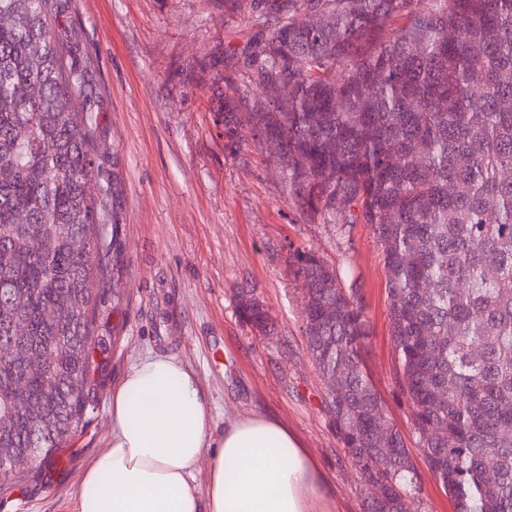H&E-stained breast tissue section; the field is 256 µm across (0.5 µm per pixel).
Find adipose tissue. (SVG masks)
Returning <instances> with one entry per match:
<instances>
[{
  "label": "adipose tissue",
  "instance_id": "obj_1",
  "mask_svg": "<svg viewBox=\"0 0 512 512\" xmlns=\"http://www.w3.org/2000/svg\"><path fill=\"white\" fill-rule=\"evenodd\" d=\"M207 448L201 490L193 472ZM331 494L286 424L238 414L215 436L196 375L173 356L150 354L112 394L108 446L83 474L77 512H331Z\"/></svg>",
  "mask_w": 512,
  "mask_h": 512
}]
</instances>
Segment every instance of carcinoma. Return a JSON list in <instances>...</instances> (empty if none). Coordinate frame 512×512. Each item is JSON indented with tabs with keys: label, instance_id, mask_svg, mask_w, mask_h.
Instances as JSON below:
<instances>
[{
	"label": "carcinoma",
	"instance_id": "cac0c4a2",
	"mask_svg": "<svg viewBox=\"0 0 512 512\" xmlns=\"http://www.w3.org/2000/svg\"><path fill=\"white\" fill-rule=\"evenodd\" d=\"M61 2L0 0V347L12 351L0 365V490L35 475L87 424L93 350L106 351L96 312L104 295L120 300L104 276V173L89 142L100 96L89 61L63 62ZM250 6L244 60H209L224 149L264 150L297 211L340 238L370 225L392 384L420 454L456 512H512V0ZM312 12L327 21L305 25ZM282 77L286 96L260 94L259 80ZM238 79L254 96L248 130L240 99L224 93ZM288 269L308 284L307 352L340 384L329 409L368 486L366 512H405L421 477L365 364L362 290L293 242ZM237 307L253 330L270 329L253 293ZM20 386L36 424L17 405ZM381 427L384 448L374 442Z\"/></svg>",
	"mask_w": 512,
	"mask_h": 512
}]
</instances>
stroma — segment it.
Segmentation results:
<instances>
[{"mask_svg":"<svg viewBox=\"0 0 512 512\" xmlns=\"http://www.w3.org/2000/svg\"><path fill=\"white\" fill-rule=\"evenodd\" d=\"M249 0H68L60 19L75 30L103 104L91 140L107 175L117 226L112 252L123 300L104 301L96 324L108 347L95 359L87 426L38 477L0 494V512H77L84 470L110 435L112 391L131 364L153 353L195 373L214 433L235 412L266 413L293 429L330 482L335 512H363L365 482L348 463L326 386L305 346L302 284L286 245L312 248L363 288L370 375L407 444L410 411L392 391V346L380 247L368 225L343 243L332 225L301 217L276 163L224 149L208 111L209 57L244 53ZM253 291L274 327L262 336L237 311Z\"/></svg>","mask_w":512,"mask_h":512,"instance_id":"stroma-1","label":"stroma"}]
</instances>
